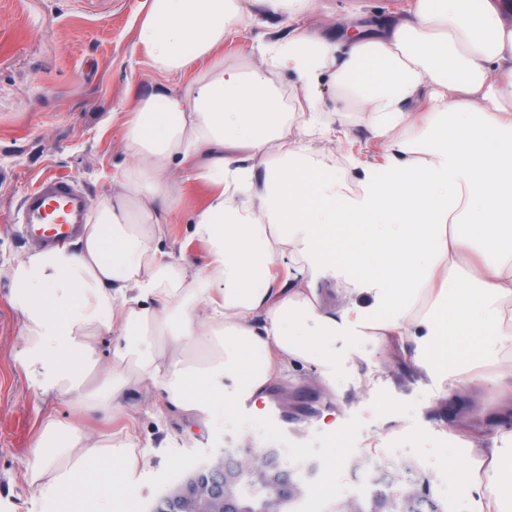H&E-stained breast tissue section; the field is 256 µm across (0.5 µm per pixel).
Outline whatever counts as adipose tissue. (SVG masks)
I'll list each match as a JSON object with an SVG mask.
<instances>
[{
  "mask_svg": "<svg viewBox=\"0 0 512 512\" xmlns=\"http://www.w3.org/2000/svg\"><path fill=\"white\" fill-rule=\"evenodd\" d=\"M317 2L147 0L138 42L152 66L195 77L123 112L132 162L81 235L0 264L25 339L19 364L45 399L107 414L151 386L207 420L298 369L332 380L338 336L397 342L441 396L461 404L495 388L492 433L450 458L473 512H512V5L415 0L333 37L273 40L248 68L225 64L233 26ZM270 68L305 91L333 73L342 108L370 113L385 162L352 175L310 156L296 137L320 123V100L308 98L301 123L284 118ZM424 95L421 121L406 106ZM178 171L214 187L193 217L209 261L192 275L165 249ZM329 275L350 294L337 308L321 301ZM109 335L112 378L88 382ZM146 455L132 433L103 441L50 414L21 478L51 512L103 500L132 512Z\"/></svg>",
  "mask_w": 512,
  "mask_h": 512,
  "instance_id": "adipose-tissue-1",
  "label": "adipose tissue"
}]
</instances>
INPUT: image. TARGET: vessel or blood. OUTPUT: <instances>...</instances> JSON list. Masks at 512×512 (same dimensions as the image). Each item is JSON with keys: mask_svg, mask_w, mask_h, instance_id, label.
I'll return each mask as SVG.
<instances>
[{"mask_svg": "<svg viewBox=\"0 0 512 512\" xmlns=\"http://www.w3.org/2000/svg\"><path fill=\"white\" fill-rule=\"evenodd\" d=\"M91 205L90 194L70 177H46L22 198L26 230L37 244L54 246L79 232Z\"/></svg>", "mask_w": 512, "mask_h": 512, "instance_id": "vessel-or-blood-1", "label": "vessel or blood"}]
</instances>
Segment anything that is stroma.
<instances>
[{"mask_svg": "<svg viewBox=\"0 0 512 512\" xmlns=\"http://www.w3.org/2000/svg\"><path fill=\"white\" fill-rule=\"evenodd\" d=\"M145 0H0V259L31 250L16 220L23 193L42 176L64 174L99 199L112 190V176L131 163L122 146V129L113 111L130 109L137 97L179 91L194 70L165 74L154 69L137 44ZM333 18L322 11L296 17H256L224 42L228 64L256 60L257 50L275 37L327 32ZM329 134L304 138L316 159L352 168L385 159L382 144L368 133L365 112H334L336 90L319 87ZM212 188L203 182L176 187L178 203L168 232L189 239L177 264L194 272L208 261L205 241L194 234L192 216ZM10 281L0 276V512H50L51 504L21 479L39 424L47 410L62 421L82 420L95 435L134 426L147 463L132 477L135 512H152L171 488L223 456L225 449L275 450L299 482L301 493L290 512H342L352 501H367L373 490L363 475L404 474L417 470L446 512H463L456 496L448 454L454 440L449 421L477 432V411L493 405L492 388L462 408L437 397L429 381L398 362L394 349H379L347 336L335 340L338 364L334 385L315 369L298 370L277 381L270 395L280 405L284 432L258 415L216 411L210 421L169 408L165 395L139 389L124 412L104 419L78 418L63 399L43 402L24 379L18 357L24 347L19 316L7 302ZM373 373V390L354 388V380ZM334 413L337 425L319 424ZM346 459L331 463L334 449Z\"/></svg>", "mask_w": 512, "mask_h": 512, "instance_id": "obj_1", "label": "stroma"}]
</instances>
